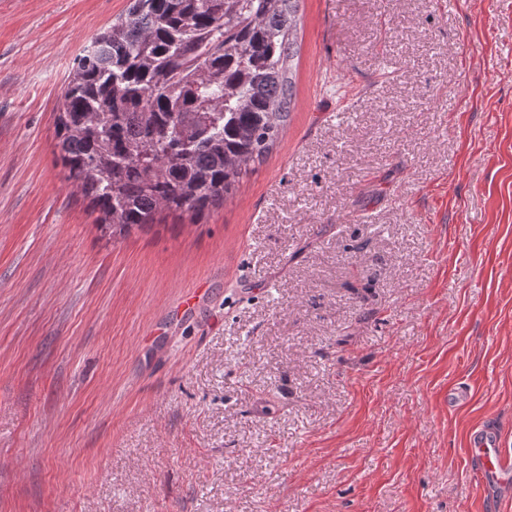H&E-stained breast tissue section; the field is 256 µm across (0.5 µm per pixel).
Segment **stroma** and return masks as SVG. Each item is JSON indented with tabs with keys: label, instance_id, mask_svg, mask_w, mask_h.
Instances as JSON below:
<instances>
[{
	"label": "stroma",
	"instance_id": "stroma-1",
	"mask_svg": "<svg viewBox=\"0 0 512 512\" xmlns=\"http://www.w3.org/2000/svg\"><path fill=\"white\" fill-rule=\"evenodd\" d=\"M128 4L0 0V512H512V0H303L269 155L112 240L54 119ZM468 455L474 465L476 482L483 487L508 483L512 479V457L502 452L497 436L486 429L473 433Z\"/></svg>",
	"mask_w": 512,
	"mask_h": 512
}]
</instances>
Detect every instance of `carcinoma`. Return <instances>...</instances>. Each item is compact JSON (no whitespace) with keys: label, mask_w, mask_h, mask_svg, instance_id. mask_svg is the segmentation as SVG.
<instances>
[{"label":"carcinoma","mask_w":512,"mask_h":512,"mask_svg":"<svg viewBox=\"0 0 512 512\" xmlns=\"http://www.w3.org/2000/svg\"><path fill=\"white\" fill-rule=\"evenodd\" d=\"M302 0H130L77 58L55 137L112 238L224 204L288 123Z\"/></svg>","instance_id":"obj_1"}]
</instances>
